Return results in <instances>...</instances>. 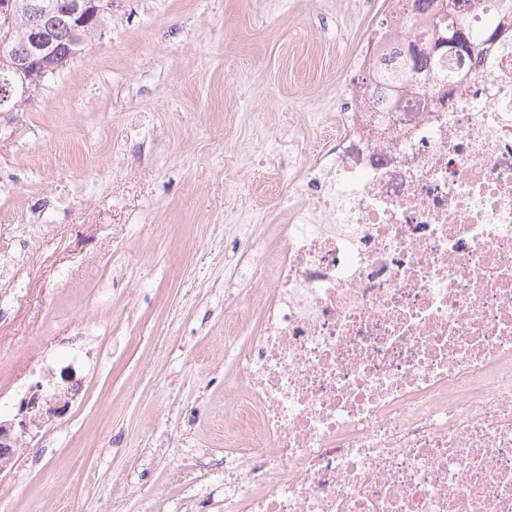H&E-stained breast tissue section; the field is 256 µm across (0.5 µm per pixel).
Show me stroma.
<instances>
[{
    "label": "stroma",
    "instance_id": "stroma-1",
    "mask_svg": "<svg viewBox=\"0 0 512 512\" xmlns=\"http://www.w3.org/2000/svg\"><path fill=\"white\" fill-rule=\"evenodd\" d=\"M103 38L0 115V420L79 386L18 447L0 512H175L165 448L224 444L237 217L333 129L389 0H112Z\"/></svg>",
    "mask_w": 512,
    "mask_h": 512
}]
</instances>
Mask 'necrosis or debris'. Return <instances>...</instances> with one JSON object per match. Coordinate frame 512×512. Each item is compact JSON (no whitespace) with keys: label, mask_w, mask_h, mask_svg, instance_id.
Instances as JSON below:
<instances>
[{"label":"necrosis or debris","mask_w":512,"mask_h":512,"mask_svg":"<svg viewBox=\"0 0 512 512\" xmlns=\"http://www.w3.org/2000/svg\"><path fill=\"white\" fill-rule=\"evenodd\" d=\"M393 15L355 70L425 28ZM468 21L497 37L399 98L347 81L287 223L239 225L259 327L224 322V455L179 512H512V0Z\"/></svg>","instance_id":"obj_1"}]
</instances>
